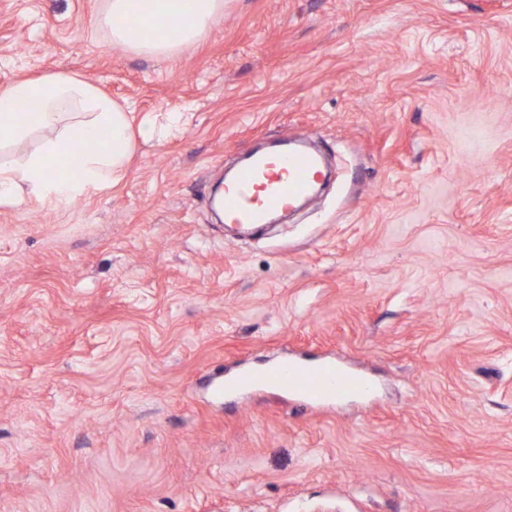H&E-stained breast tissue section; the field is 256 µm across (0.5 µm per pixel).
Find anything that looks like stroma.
I'll return each mask as SVG.
<instances>
[{
    "label": "stroma",
    "mask_w": 512,
    "mask_h": 512,
    "mask_svg": "<svg viewBox=\"0 0 512 512\" xmlns=\"http://www.w3.org/2000/svg\"><path fill=\"white\" fill-rule=\"evenodd\" d=\"M104 6L0 0V86L184 115L116 187L0 206V512H512V0H224L166 59ZM286 135L332 186L232 238L213 187ZM285 358L373 390L209 391Z\"/></svg>",
    "instance_id": "obj_1"
}]
</instances>
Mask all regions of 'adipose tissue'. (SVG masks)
<instances>
[{
	"label": "adipose tissue",
	"instance_id": "1",
	"mask_svg": "<svg viewBox=\"0 0 512 512\" xmlns=\"http://www.w3.org/2000/svg\"><path fill=\"white\" fill-rule=\"evenodd\" d=\"M224 11V0H106L98 17L113 45L168 58L206 37ZM38 100L37 111L18 117L20 102ZM108 140L87 143L99 131ZM153 132L150 120L134 121L97 86L78 76L19 78L0 87V205L21 206L34 199L62 208L116 186L123 178L136 140ZM35 149L25 150L29 140ZM75 162L59 174L54 162Z\"/></svg>",
	"mask_w": 512,
	"mask_h": 512
}]
</instances>
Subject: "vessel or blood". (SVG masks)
Listing matches in <instances>:
<instances>
[{
  "label": "vessel or blood",
  "mask_w": 512,
  "mask_h": 512,
  "mask_svg": "<svg viewBox=\"0 0 512 512\" xmlns=\"http://www.w3.org/2000/svg\"><path fill=\"white\" fill-rule=\"evenodd\" d=\"M322 160L302 148H282L258 154L224 185V220L229 224L261 226L269 215L311 199ZM241 387H270L316 401H333L366 393L367 383L346 371L309 369L283 363L239 377Z\"/></svg>",
  "instance_id": "b4317fda"
}]
</instances>
